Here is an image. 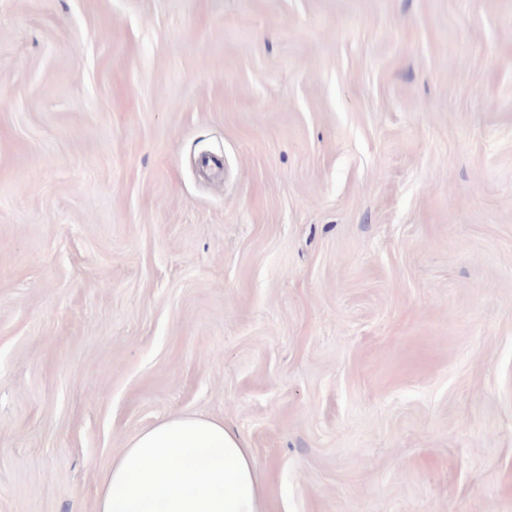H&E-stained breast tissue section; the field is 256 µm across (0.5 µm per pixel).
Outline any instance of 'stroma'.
I'll list each match as a JSON object with an SVG mask.
<instances>
[{
  "instance_id": "obj_1",
  "label": "stroma",
  "mask_w": 512,
  "mask_h": 512,
  "mask_svg": "<svg viewBox=\"0 0 512 512\" xmlns=\"http://www.w3.org/2000/svg\"><path fill=\"white\" fill-rule=\"evenodd\" d=\"M182 414L267 512H512V0H0V512Z\"/></svg>"
}]
</instances>
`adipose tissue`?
Instances as JSON below:
<instances>
[{"mask_svg":"<svg viewBox=\"0 0 512 512\" xmlns=\"http://www.w3.org/2000/svg\"><path fill=\"white\" fill-rule=\"evenodd\" d=\"M95 512H265L243 440L194 415L140 431L102 480Z\"/></svg>","mask_w":512,"mask_h":512,"instance_id":"obj_1","label":"adipose tissue"}]
</instances>
